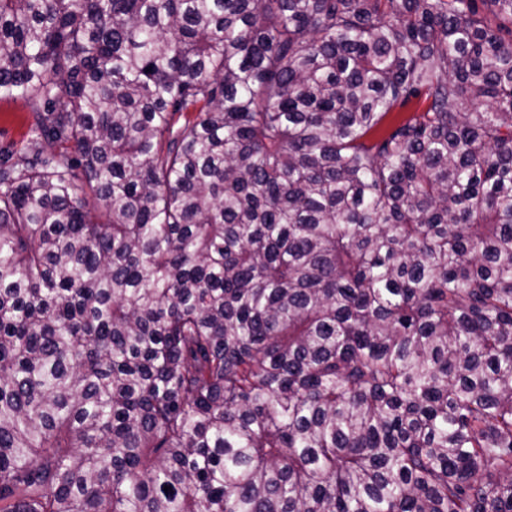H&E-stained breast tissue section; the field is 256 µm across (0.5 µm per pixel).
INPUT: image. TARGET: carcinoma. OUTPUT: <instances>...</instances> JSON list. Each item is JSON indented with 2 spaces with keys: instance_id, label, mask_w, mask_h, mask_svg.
Returning a JSON list of instances; mask_svg holds the SVG:
<instances>
[{
  "instance_id": "cac0c4a2",
  "label": "carcinoma",
  "mask_w": 512,
  "mask_h": 512,
  "mask_svg": "<svg viewBox=\"0 0 512 512\" xmlns=\"http://www.w3.org/2000/svg\"><path fill=\"white\" fill-rule=\"evenodd\" d=\"M3 98L0 512H512V0H0ZM33 122V113L24 100H0V148L23 149Z\"/></svg>"
}]
</instances>
